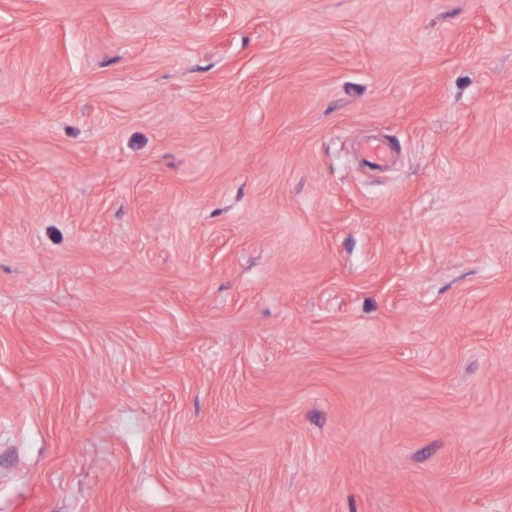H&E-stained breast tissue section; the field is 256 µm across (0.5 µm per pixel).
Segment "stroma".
I'll use <instances>...</instances> for the list:
<instances>
[{"label": "stroma", "instance_id": "35a3bbf8", "mask_svg": "<svg viewBox=\"0 0 512 512\" xmlns=\"http://www.w3.org/2000/svg\"><path fill=\"white\" fill-rule=\"evenodd\" d=\"M0 512H512V0H0Z\"/></svg>", "mask_w": 512, "mask_h": 512}]
</instances>
